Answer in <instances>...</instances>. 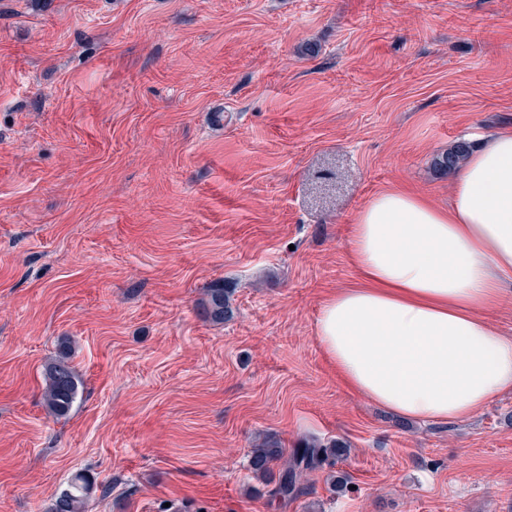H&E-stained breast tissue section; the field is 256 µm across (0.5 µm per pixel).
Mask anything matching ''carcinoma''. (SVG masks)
<instances>
[{
    "label": "carcinoma",
    "mask_w": 512,
    "mask_h": 512,
    "mask_svg": "<svg viewBox=\"0 0 512 512\" xmlns=\"http://www.w3.org/2000/svg\"><path fill=\"white\" fill-rule=\"evenodd\" d=\"M471 144L459 142L434 161L435 167L448 173L463 165L470 154ZM204 315L213 322H222L231 315L229 296L224 287L216 285L207 290L201 302ZM43 401L48 413L56 418L68 415L77 397L79 377L70 364V350L60 344L55 359L43 369ZM347 447L335 442L323 446L315 440L304 444L286 454L276 442L266 441L263 446L252 451L249 470L254 479L266 487L268 503L278 508L287 507L288 501L303 490L304 478L344 456ZM93 492L92 482L82 474L71 478L69 488L54 501L51 512H87L88 501Z\"/></svg>",
    "instance_id": "cac0c4a2"
}]
</instances>
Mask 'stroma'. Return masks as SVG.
<instances>
[{"label": "stroma", "instance_id": "35a3bbf8", "mask_svg": "<svg viewBox=\"0 0 512 512\" xmlns=\"http://www.w3.org/2000/svg\"><path fill=\"white\" fill-rule=\"evenodd\" d=\"M506 127L512 0H0V512H271L270 438L349 449L287 512H512V393L403 420L316 335L360 210ZM200 306L204 315L213 322H223L231 315L229 296L220 285L208 288ZM66 341L60 343L59 353L43 369V401L48 413L56 418L68 415L77 397L79 377L71 366ZM92 492V482L86 476L76 474L71 478L69 488L54 501L51 512H87Z\"/></svg>", "mask_w": 512, "mask_h": 512}]
</instances>
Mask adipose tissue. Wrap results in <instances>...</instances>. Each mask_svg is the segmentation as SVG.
I'll return each instance as SVG.
<instances>
[{
    "label": "adipose tissue",
    "mask_w": 512,
    "mask_h": 512,
    "mask_svg": "<svg viewBox=\"0 0 512 512\" xmlns=\"http://www.w3.org/2000/svg\"><path fill=\"white\" fill-rule=\"evenodd\" d=\"M349 257L359 281L317 321L349 387L400 416L444 423L512 392V336L483 317L512 280V129L474 149L447 208L401 191L371 199Z\"/></svg>",
    "instance_id": "obj_1"
}]
</instances>
